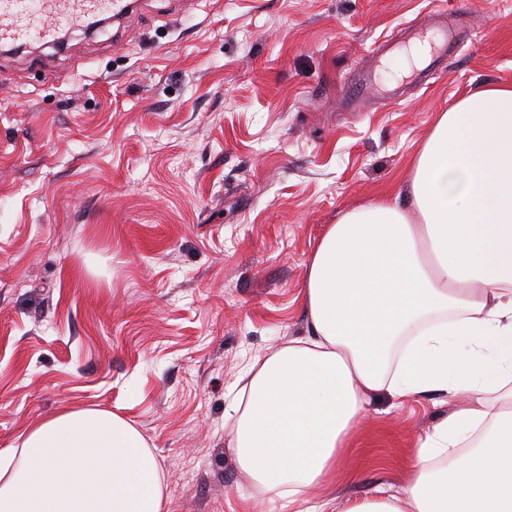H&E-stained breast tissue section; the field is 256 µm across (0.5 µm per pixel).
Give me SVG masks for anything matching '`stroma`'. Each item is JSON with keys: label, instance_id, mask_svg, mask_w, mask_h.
<instances>
[{"label": "stroma", "instance_id": "35a3bbf8", "mask_svg": "<svg viewBox=\"0 0 512 512\" xmlns=\"http://www.w3.org/2000/svg\"><path fill=\"white\" fill-rule=\"evenodd\" d=\"M436 10L457 49L396 78ZM367 67L381 90L351 99ZM491 84L512 86V0H137L0 54V450L106 410L148 438L171 512H287L224 443L232 385L309 336L328 225L406 196L438 113ZM451 408L371 397L350 479L311 500L402 489Z\"/></svg>", "mask_w": 512, "mask_h": 512}]
</instances>
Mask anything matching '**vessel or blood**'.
Instances as JSON below:
<instances>
[{"label": "vessel or blood", "instance_id": "b4317fda", "mask_svg": "<svg viewBox=\"0 0 512 512\" xmlns=\"http://www.w3.org/2000/svg\"><path fill=\"white\" fill-rule=\"evenodd\" d=\"M128 6V0H0V46L54 42L63 31L84 27L105 14L121 16ZM430 27L433 52H447L456 40V27L439 16Z\"/></svg>", "mask_w": 512, "mask_h": 512}]
</instances>
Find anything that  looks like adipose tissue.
Listing matches in <instances>:
<instances>
[{"mask_svg": "<svg viewBox=\"0 0 512 512\" xmlns=\"http://www.w3.org/2000/svg\"><path fill=\"white\" fill-rule=\"evenodd\" d=\"M409 196L326 229L300 293L311 334L246 365L227 445L291 505L344 465L372 395L456 405L420 439L404 494L380 485L306 512H512V87L439 113ZM0 512L170 510L133 424L64 408L0 451Z\"/></svg>", "mask_w": 512, "mask_h": 512, "instance_id": "obj_1", "label": "adipose tissue"}]
</instances>
